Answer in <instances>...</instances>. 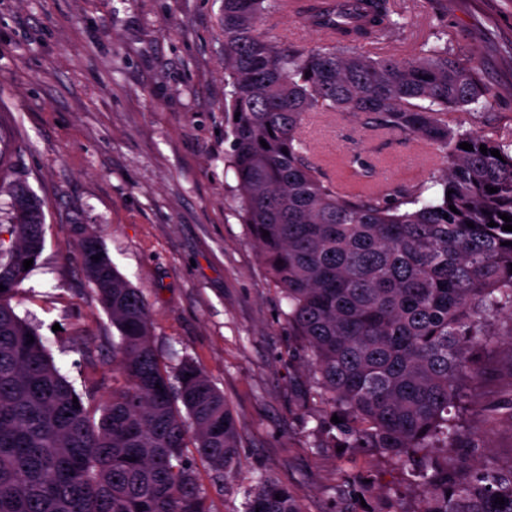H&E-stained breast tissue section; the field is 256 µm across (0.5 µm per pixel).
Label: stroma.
<instances>
[{"instance_id": "stroma-1", "label": "stroma", "mask_w": 512, "mask_h": 512, "mask_svg": "<svg viewBox=\"0 0 512 512\" xmlns=\"http://www.w3.org/2000/svg\"><path fill=\"white\" fill-rule=\"evenodd\" d=\"M222 0H0V179L24 181L45 215V247L20 286L16 311L34 325L76 391L112 395V324L88 284L71 227L100 239L150 306L162 361L189 359L237 417L242 464L218 489L196 468L212 512H240L262 473L302 512H417L411 471L367 448L318 447L311 374L232 208L224 166ZM448 38L473 53L499 91L493 111L449 112V125L512 133V0H448ZM314 156L360 151L382 184L422 181L436 164L399 135L337 112L304 127ZM466 431L481 460L512 465V366L485 359Z\"/></svg>"}]
</instances>
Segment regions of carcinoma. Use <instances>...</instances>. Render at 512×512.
I'll use <instances>...</instances> for the list:
<instances>
[{
	"label": "carcinoma",
	"instance_id": "obj_1",
	"mask_svg": "<svg viewBox=\"0 0 512 512\" xmlns=\"http://www.w3.org/2000/svg\"><path fill=\"white\" fill-rule=\"evenodd\" d=\"M425 4L429 33L415 41L409 0H296L302 22L330 30L309 44L262 29L282 0H223L225 166L314 389L341 419H318L312 432L417 467L416 512H512V465L464 468L434 454L461 436L480 354L501 329L512 337V245H503L512 232L500 218L512 217V137L448 126V110L483 108L498 93L448 43V0ZM315 112L423 142L445 169L412 185L347 192L310 159L301 133ZM8 193L0 512H211L195 459L226 481L241 464L224 394L192 361L173 368L159 359L144 296L83 227L79 257L116 331L112 397L83 400L12 304L28 275L23 262L43 251L45 218L25 183ZM243 512L301 510L288 487L262 474L244 490Z\"/></svg>",
	"mask_w": 512,
	"mask_h": 512
}]
</instances>
